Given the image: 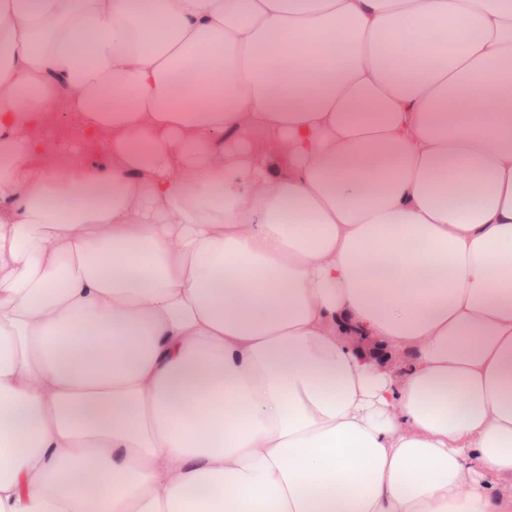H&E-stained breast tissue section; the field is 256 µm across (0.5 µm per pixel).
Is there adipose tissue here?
Segmentation results:
<instances>
[{
	"instance_id": "adipose-tissue-1",
	"label": "adipose tissue",
	"mask_w": 512,
	"mask_h": 512,
	"mask_svg": "<svg viewBox=\"0 0 512 512\" xmlns=\"http://www.w3.org/2000/svg\"><path fill=\"white\" fill-rule=\"evenodd\" d=\"M0 512H512V0H0ZM46 144L65 156L83 159L104 157L105 144L84 137L81 126L67 112H55L42 130Z\"/></svg>"
}]
</instances>
